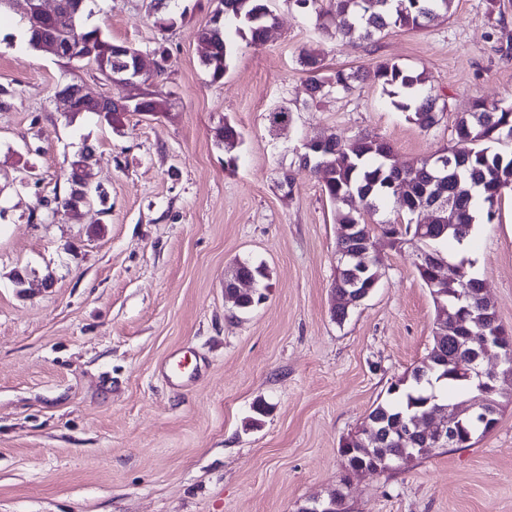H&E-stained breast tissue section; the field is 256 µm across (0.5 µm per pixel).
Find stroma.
Instances as JSON below:
<instances>
[{"instance_id":"obj_1","label":"stroma","mask_w":512,"mask_h":512,"mask_svg":"<svg viewBox=\"0 0 512 512\" xmlns=\"http://www.w3.org/2000/svg\"><path fill=\"white\" fill-rule=\"evenodd\" d=\"M178 6L185 22L162 31L151 0H93L112 39L172 54L148 83L168 113L130 112L116 129L58 108L75 79L113 94L93 65L32 50L21 13L0 17V512H297L338 488L340 440L432 348L413 241L378 239L379 285L336 323V207L299 155L332 133L383 137L402 165L453 145L476 99L512 96V0H454L448 16L368 45L270 0L277 30L259 49L237 40L217 83L195 41L212 0ZM304 48L359 71L354 91L307 103ZM385 61L425 72L447 99L435 126L408 120L374 80ZM277 105L291 119L272 133ZM227 120L241 132L232 173L215 139ZM86 144L104 203L77 219L48 211ZM448 256L473 261L512 331V194ZM239 261L267 272L266 300L247 312L224 299ZM176 351L200 370L182 388L161 372ZM259 401L269 411L252 428ZM346 508L512 512V398L472 447L352 477Z\"/></svg>"}]
</instances>
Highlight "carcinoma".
<instances>
[{"label":"carcinoma","instance_id":"cac0c4a2","mask_svg":"<svg viewBox=\"0 0 512 512\" xmlns=\"http://www.w3.org/2000/svg\"><path fill=\"white\" fill-rule=\"evenodd\" d=\"M88 0H59L55 18L50 22L34 17L26 18L28 43L39 49L40 43L53 39L62 45L74 43L75 50L67 58L69 62L87 61L96 66L101 74L112 69L121 55L135 48L113 40L103 30L88 23ZM301 11L315 15V26L319 29H334V33L345 39L366 43L375 42L391 26L421 28L427 23L448 15L453 0H329L323 8L321 0H289ZM221 17L218 24L208 23L195 34L201 64L213 82L224 79L227 61L233 53L235 38L240 37L253 46L267 40V30L275 16L269 10L268 0H218L211 18ZM302 70L308 74L307 92L309 101L318 102L333 93H346L359 78L352 69L336 68L324 72L321 55L304 49L299 55ZM374 78L383 88H394L406 96L401 108L409 111L408 119L422 128H430L439 121V115L447 108V101L427 92L423 85L425 77L391 61L378 65ZM512 139V104H487L481 99L473 103L472 112L458 119L455 127L454 145L443 149L442 156L459 168L460 182L449 180L437 184L432 180L430 158H423L399 168L390 163L392 148L379 136L362 135L343 139L330 135V143L318 155H311V163L300 161L306 169L324 163L325 168L314 171L321 183L322 191L336 205V223L366 224L347 208L349 199L358 198L366 212L377 214L385 199L398 197L406 213L414 212L416 202L424 195L441 196L450 205V221L456 228L448 233L443 223L429 224L422 231L411 224H395L389 220H378L371 224L370 231L379 230L401 245L406 237L420 243L418 251H441L450 242L459 246L468 240L473 225L493 223L503 195L512 192V156L508 157L490 149ZM104 201V192L96 186L88 195H83L78 185L68 184L65 195H54L56 206L77 218L81 209L93 200ZM420 280L430 287L431 294L456 291L463 294L457 305L464 308L461 315L464 327L478 331L482 323L474 322L471 312L485 301L483 289L475 284L476 276L471 271L452 273L448 281L438 278L430 268H416ZM380 267L362 263L343 265L336 269L334 284L336 306L332 307L336 322H343L348 311L342 305L341 286L357 282L367 292L377 287ZM266 299L260 289L251 294H235L233 308L247 311ZM448 359V378L440 385L450 393L467 390L466 382L459 379V372L467 367L468 358L459 347L454 336L434 339L433 346L421 365L404 377L390 384L387 398L379 402L367 415L361 429L342 439L339 452L345 461L348 482L350 475L362 468L372 472H384L396 459L400 447L390 443L366 448L363 446L365 432L378 429L393 430L414 416L441 407L447 400L437 391L418 385L416 376L434 365L435 358Z\"/></svg>","mask_w":512,"mask_h":512}]
</instances>
